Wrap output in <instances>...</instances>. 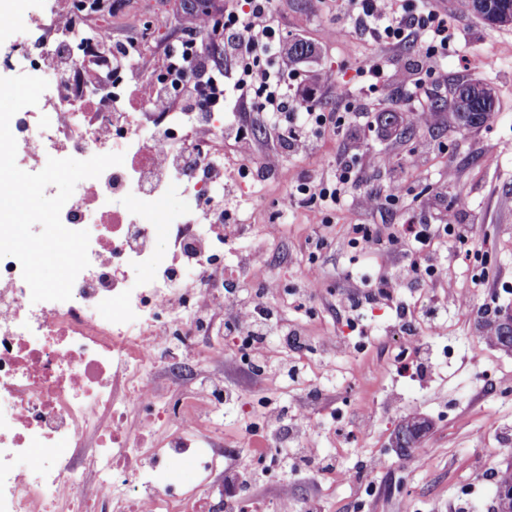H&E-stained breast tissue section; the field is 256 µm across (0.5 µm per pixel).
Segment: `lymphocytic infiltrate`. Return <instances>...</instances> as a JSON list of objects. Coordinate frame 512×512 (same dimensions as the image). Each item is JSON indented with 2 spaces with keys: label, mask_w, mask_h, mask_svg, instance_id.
I'll return each instance as SVG.
<instances>
[{
  "label": "lymphocytic infiltrate",
  "mask_w": 512,
  "mask_h": 512,
  "mask_svg": "<svg viewBox=\"0 0 512 512\" xmlns=\"http://www.w3.org/2000/svg\"><path fill=\"white\" fill-rule=\"evenodd\" d=\"M345 6L359 22H373V34L378 39L398 44L425 39L424 56L428 59L447 52L455 36L447 17L425 6L409 16L395 10L394 0H346ZM188 40L194 43V52L164 47L159 73L148 87L130 88L129 104H141L149 92L164 94L167 76L176 73L184 75L188 84L181 100L182 111L197 112L205 107L220 112L228 92H236L241 98L255 94L260 99L259 111L266 113L274 128L293 146L304 143L309 128L326 124L325 113L310 103L297 106L290 97L284 71L277 62L285 36L275 23L274 0H244L243 8H232L223 14L201 11L193 18ZM217 51L237 61V68L214 70L204 65V58ZM352 177L351 165L340 161L327 176L303 182L298 191L307 204L332 209L341 199L343 185ZM251 311V302L236 301L235 312L245 316L246 322H225L224 330L231 334L246 327L255 344L257 375L270 374L274 367L266 350L275 333L273 314L266 311L255 317Z\"/></svg>",
  "instance_id": "1"
}]
</instances>
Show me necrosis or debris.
<instances>
[{
  "instance_id": "obj_1",
  "label": "necrosis or debris",
  "mask_w": 512,
  "mask_h": 512,
  "mask_svg": "<svg viewBox=\"0 0 512 512\" xmlns=\"http://www.w3.org/2000/svg\"><path fill=\"white\" fill-rule=\"evenodd\" d=\"M36 23L59 75L43 92L45 124L28 109L10 122L37 161L107 153L144 163L106 169L80 181L61 211L71 230L91 233L90 264L64 302H32L19 261L0 258V512H88L83 496L94 473L98 512H199L220 453L201 436L207 413L224 403V377L164 400L159 372L184 376L185 362L224 357L199 352L208 327L202 312L224 313V240L212 236L219 210L206 205L223 169L184 163L183 143L206 152L224 133L219 112L173 109L180 80L167 81V103L144 99L124 109L127 85L145 79L149 60L115 71L107 46L116 29L65 28L64 12L32 6L12 27ZM198 198L190 211L169 207L171 193ZM155 410L163 430L146 438L135 421Z\"/></svg>"
}]
</instances>
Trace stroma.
<instances>
[{"mask_svg": "<svg viewBox=\"0 0 512 512\" xmlns=\"http://www.w3.org/2000/svg\"><path fill=\"white\" fill-rule=\"evenodd\" d=\"M160 3L171 15L165 30L152 33L159 44L185 32L191 15L183 0H128L123 11L141 26ZM431 5L447 15L458 38L427 71L420 67L419 43L376 41L354 16L323 13L318 0H276L289 41L311 49L287 68L293 98L311 95L321 111L336 117L335 131L309 132L302 151L279 142L254 102L226 99L227 161L247 149L258 162L274 154L279 163L273 171L258 166L242 187L225 191L250 234L225 248L224 265L239 271L242 291L275 282L279 290L269 305L314 349L297 352L273 338L270 361L300 363L302 376L296 382L279 374L255 377L233 357V337L214 330L210 341L228 354L224 386L234 398L213 414L211 429L224 439L225 467L256 465V442L247 428L261 420L258 400H269L287 408L289 419L308 414L300 443L329 452L336 467L315 482L288 476L277 463L247 490L228 485L218 472L202 495L227 487L268 512L285 480L294 505L310 504L317 512H448L463 496L470 500L468 512H492L495 484L487 473L512 463V354L490 346L479 326L485 314H512V26L489 27L468 0ZM472 55L480 66L469 70L463 59ZM369 57L383 68L379 79L360 73ZM467 81L491 84L496 110L481 126L458 129L447 108L454 88ZM339 159L353 161L359 176L336 211H319L293 195V186ZM368 195L374 206L367 211L361 202ZM451 211L470 230L466 241L451 239L431 251L435 282L407 277L419 259L410 245L371 256L349 244L355 224L387 232L401 224L438 225ZM274 220L280 232L271 237L264 228ZM318 232L324 245L313 241ZM258 248L270 256L260 275L247 265ZM312 264L319 281L300 309L290 292L306 283ZM383 276L397 284L393 299L370 302L350 317L342 298L376 292ZM435 289L446 293L448 307L436 326L418 329L425 369L403 373L394 359L404 324L400 312ZM374 400L380 407L364 421ZM411 411L432 423L421 443L429 453L424 460L402 458L390 447ZM289 419L280 423L281 433H288Z\"/></svg>", "mask_w": 512, "mask_h": 512, "instance_id": "obj_1", "label": "stroma"}]
</instances>
